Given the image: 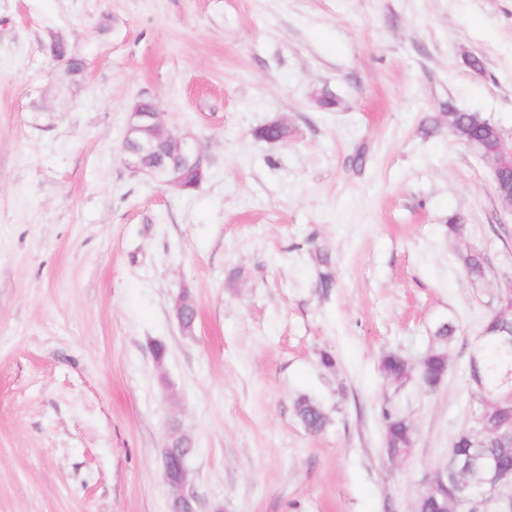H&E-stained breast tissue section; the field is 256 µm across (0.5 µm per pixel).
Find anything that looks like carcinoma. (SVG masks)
Returning <instances> with one entry per match:
<instances>
[{
  "label": "carcinoma",
  "mask_w": 512,
  "mask_h": 512,
  "mask_svg": "<svg viewBox=\"0 0 512 512\" xmlns=\"http://www.w3.org/2000/svg\"><path fill=\"white\" fill-rule=\"evenodd\" d=\"M49 51L54 58L68 62L71 74L77 75L82 71L83 62L71 53L65 41L55 39L50 43ZM439 118L448 119V130L465 144L493 146L501 134L495 122L479 113L452 109L440 113ZM173 174L183 182L187 191L194 190L197 183L206 177V171H198L192 160L175 163ZM463 261L472 278L483 277L484 262L479 252L470 251ZM510 334L512 313L503 317L490 316L471 355L469 381L475 386L481 385L480 392L490 399H499L512 388V346L503 344V338ZM381 371L386 378L401 383L416 375L422 387L432 391L448 373V352L443 348L433 349L416 369L400 354L390 352L381 360ZM296 410L309 432L319 433L324 429L326 416L317 402L302 396L297 400ZM491 423L492 429L480 435L477 431L481 426L476 424L455 436L451 453L463 471L462 487L449 485L446 496L422 492L416 502V512H458L460 495L469 503L480 504L482 499L476 493L490 477V467L512 469V403L503 401L492 409ZM383 437L389 458L401 459L410 452L412 427L400 414L387 409L383 411ZM190 452L189 448L167 449L171 465L165 477L169 482H178L181 464Z\"/></svg>",
  "instance_id": "1"
}]
</instances>
